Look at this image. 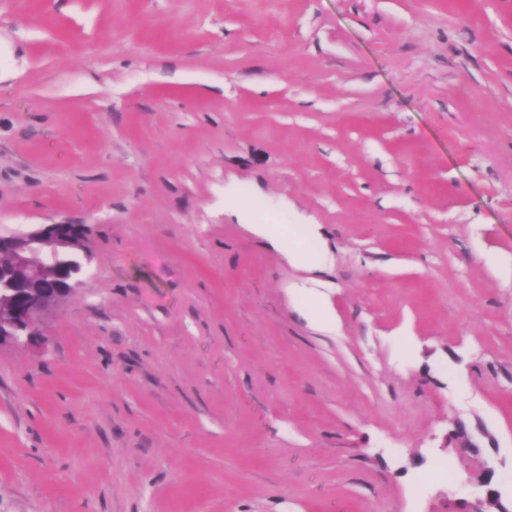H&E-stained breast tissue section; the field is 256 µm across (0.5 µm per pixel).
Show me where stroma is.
<instances>
[{"mask_svg": "<svg viewBox=\"0 0 512 512\" xmlns=\"http://www.w3.org/2000/svg\"><path fill=\"white\" fill-rule=\"evenodd\" d=\"M56 223L0 512H512V0H0V233ZM255 222L245 224L256 235L274 242L282 253L288 258V262L304 269L325 268L328 261V251L311 250L302 247L296 236L286 231L282 224L260 223L254 216ZM306 304L313 315L316 329L324 334H335L336 322L327 295L324 292L313 290L307 295Z\"/></svg>", "mask_w": 512, "mask_h": 512, "instance_id": "obj_1", "label": "stroma"}]
</instances>
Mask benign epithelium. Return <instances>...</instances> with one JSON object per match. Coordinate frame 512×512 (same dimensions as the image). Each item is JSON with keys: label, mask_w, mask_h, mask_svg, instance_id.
I'll return each instance as SVG.
<instances>
[{"label": "benign epithelium", "mask_w": 512, "mask_h": 512, "mask_svg": "<svg viewBox=\"0 0 512 512\" xmlns=\"http://www.w3.org/2000/svg\"><path fill=\"white\" fill-rule=\"evenodd\" d=\"M83 250L80 224H41L13 235L0 234V344L21 343L37 335L40 314L74 290L64 258ZM473 512H503L499 491L489 488Z\"/></svg>", "instance_id": "benign-epithelium-1"}]
</instances>
